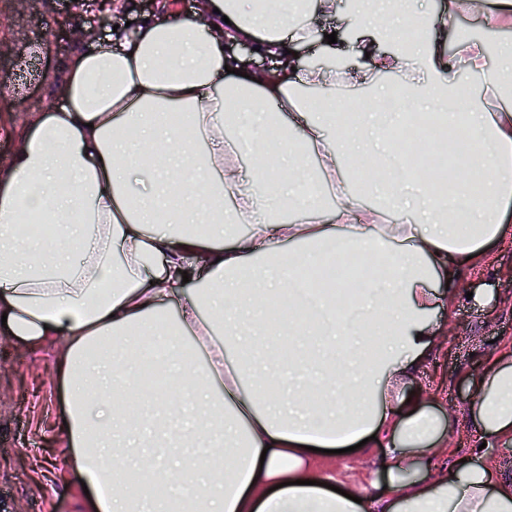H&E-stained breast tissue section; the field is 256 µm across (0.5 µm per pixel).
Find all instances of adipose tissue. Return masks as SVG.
Here are the masks:
<instances>
[{
  "mask_svg": "<svg viewBox=\"0 0 512 512\" xmlns=\"http://www.w3.org/2000/svg\"><path fill=\"white\" fill-rule=\"evenodd\" d=\"M472 5L445 0L431 13L417 0H354L329 44L314 21L336 0H203L190 15L168 4L162 18L71 55L63 105L33 117L0 171V314L28 346L63 344L61 432L90 512H512V481L489 453L512 442V357L475 381L468 421L485 449L449 467L434 459L455 416L404 386L435 345L434 285L457 281L468 258L512 233V106L500 88L512 44L491 66L483 42L467 43L474 69L489 76L478 92L464 88L448 46ZM406 26L426 34L407 39ZM349 39L365 55L352 77L340 64ZM245 41L279 68L240 76ZM389 77L407 98L438 100L449 132L475 145L448 172L454 201L428 183L406 190L366 151L369 130L388 134L391 120L336 93L351 83L376 93ZM172 112L194 138L169 122ZM246 113L258 121L255 146L279 156L275 167L239 165L244 147L226 130ZM360 161L384 187L386 209L361 206L353 192ZM300 181L324 186L333 203L300 199ZM471 181L483 187L474 200L462 192ZM28 211L57 226L50 252L15 236ZM244 223L247 234L225 243V227ZM330 247L366 261L354 303L363 323L323 319L289 289L292 272L315 269ZM199 258L208 276L197 292L183 276ZM173 300L174 325L159 323ZM260 309L290 318L287 372L273 380L247 369ZM142 336L161 339L162 360L139 350ZM146 366L182 394L147 398L156 417L145 443L157 453L144 497L118 488L112 470L129 434L127 406L94 409L86 394L107 377L135 386ZM282 388L291 392L284 406ZM363 440L382 450L386 479L357 503L333 491L318 452ZM187 448L196 456L184 458ZM222 456L233 466L219 467Z\"/></svg>",
  "mask_w": 512,
  "mask_h": 512,
  "instance_id": "obj_1",
  "label": "adipose tissue"
}]
</instances>
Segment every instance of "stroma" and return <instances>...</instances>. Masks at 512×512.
<instances>
[{"instance_id":"stroma-1","label":"stroma","mask_w":512,"mask_h":512,"mask_svg":"<svg viewBox=\"0 0 512 512\" xmlns=\"http://www.w3.org/2000/svg\"><path fill=\"white\" fill-rule=\"evenodd\" d=\"M110 2L105 16L97 0H46L38 9L28 0H0L6 19L0 26V168L9 165L28 120L61 104L59 90L75 49H90L114 26H136L154 13L150 0ZM500 7L501 0H485L483 12L461 16L460 29L493 49L512 42V29L492 20ZM60 21L88 31L89 39L46 46L47 32ZM474 292L484 295V303L471 300ZM431 319L437 343L409 386L423 399L439 397L440 410L461 419L486 359L512 350V233L463 272L456 299L437 288ZM60 350L57 343L30 348L0 334V512H86L81 474L59 428ZM380 456V449L359 448L322 461L363 494L378 477Z\"/></svg>"}]
</instances>
